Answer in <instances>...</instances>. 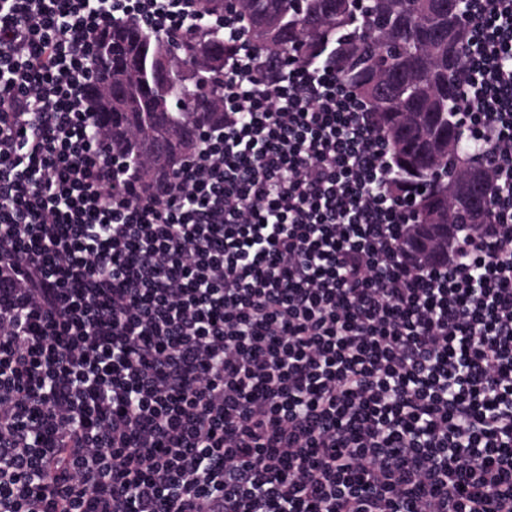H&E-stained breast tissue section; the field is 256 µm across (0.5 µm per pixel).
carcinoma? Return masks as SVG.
Returning a JSON list of instances; mask_svg holds the SVG:
<instances>
[{
    "label": "carcinoma",
    "mask_w": 512,
    "mask_h": 512,
    "mask_svg": "<svg viewBox=\"0 0 512 512\" xmlns=\"http://www.w3.org/2000/svg\"><path fill=\"white\" fill-rule=\"evenodd\" d=\"M254 46L277 66L320 60L335 48L339 80L371 106L395 160L390 183L414 195L418 223L471 224L490 215L497 188L485 150L468 144L461 83L468 33L456 29L452 0H237ZM117 67L114 86L88 85L93 125L107 136L112 161L132 175L136 192L157 193L195 148L202 128L223 122L217 89L224 82V36L199 29L168 36L135 21L109 26L95 42L93 66ZM206 97L207 112L194 111ZM453 148L425 165L426 134ZM484 170L472 198L448 187Z\"/></svg>",
    "instance_id": "cac0c4a2"
}]
</instances>
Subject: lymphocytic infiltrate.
<instances>
[{"label": "lymphocytic infiltrate", "mask_w": 512, "mask_h": 512, "mask_svg": "<svg viewBox=\"0 0 512 512\" xmlns=\"http://www.w3.org/2000/svg\"><path fill=\"white\" fill-rule=\"evenodd\" d=\"M142 18L192 27L0 0V512H512V0H470L461 104L506 194L427 268L371 110L230 12L223 124L134 197L83 91Z\"/></svg>", "instance_id": "obj_1"}]
</instances>
